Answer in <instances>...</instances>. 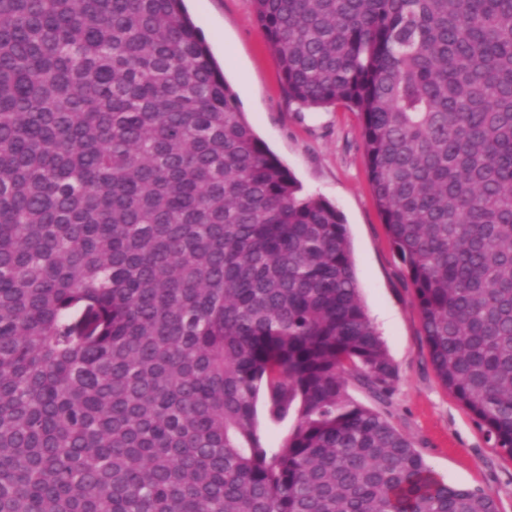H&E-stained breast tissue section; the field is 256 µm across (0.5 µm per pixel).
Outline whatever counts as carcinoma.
Here are the masks:
<instances>
[{
  "label": "carcinoma",
  "instance_id": "1",
  "mask_svg": "<svg viewBox=\"0 0 512 512\" xmlns=\"http://www.w3.org/2000/svg\"><path fill=\"white\" fill-rule=\"evenodd\" d=\"M252 2L288 101L359 114L435 374L512 459V0ZM351 381L397 371L347 226L184 0H0V512H499ZM296 421L294 413H290L286 419L278 423H269L263 416L261 418L264 439L268 447L277 448L288 436Z\"/></svg>",
  "mask_w": 512,
  "mask_h": 512
}]
</instances>
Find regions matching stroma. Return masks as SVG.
Wrapping results in <instances>:
<instances>
[{
    "label": "stroma",
    "mask_w": 512,
    "mask_h": 512,
    "mask_svg": "<svg viewBox=\"0 0 512 512\" xmlns=\"http://www.w3.org/2000/svg\"><path fill=\"white\" fill-rule=\"evenodd\" d=\"M185 5L255 131L304 192L328 200L345 219L361 298L398 370L387 400L354 381L350 397L384 415L438 477L490 492L500 512H512V459L490 447L430 363L413 290L373 196L358 113L340 105L299 112L288 103L252 0H185Z\"/></svg>",
    "instance_id": "stroma-1"
}]
</instances>
